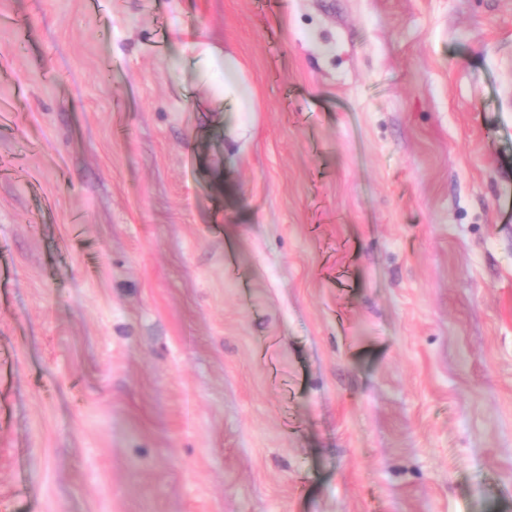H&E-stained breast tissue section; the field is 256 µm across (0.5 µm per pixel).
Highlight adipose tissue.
I'll use <instances>...</instances> for the list:
<instances>
[{
	"instance_id": "1",
	"label": "adipose tissue",
	"mask_w": 512,
	"mask_h": 512,
	"mask_svg": "<svg viewBox=\"0 0 512 512\" xmlns=\"http://www.w3.org/2000/svg\"><path fill=\"white\" fill-rule=\"evenodd\" d=\"M181 63L193 69L199 82L213 89V102L226 101L233 104L236 111H252L253 93L244 81L242 65L234 55L213 43L194 41Z\"/></svg>"
}]
</instances>
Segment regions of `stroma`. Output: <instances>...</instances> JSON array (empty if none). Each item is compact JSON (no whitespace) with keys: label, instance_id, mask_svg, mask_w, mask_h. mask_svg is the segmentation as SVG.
<instances>
[{"label":"stroma","instance_id":"35a3bbf8","mask_svg":"<svg viewBox=\"0 0 512 512\" xmlns=\"http://www.w3.org/2000/svg\"><path fill=\"white\" fill-rule=\"evenodd\" d=\"M1 16L0 512H512V0ZM179 64L190 66L197 80L214 90L212 102H229L235 112H254L251 87L244 81L242 65L234 55L211 42L192 41L189 53Z\"/></svg>","mask_w":512,"mask_h":512}]
</instances>
